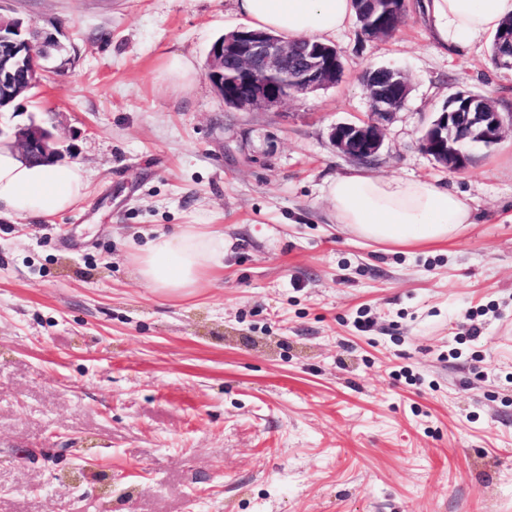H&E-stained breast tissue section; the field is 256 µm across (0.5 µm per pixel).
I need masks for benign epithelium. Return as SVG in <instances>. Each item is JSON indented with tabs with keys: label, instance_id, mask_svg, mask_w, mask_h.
Wrapping results in <instances>:
<instances>
[{
	"label": "benign epithelium",
	"instance_id": "1",
	"mask_svg": "<svg viewBox=\"0 0 512 512\" xmlns=\"http://www.w3.org/2000/svg\"><path fill=\"white\" fill-rule=\"evenodd\" d=\"M361 32L368 39H384L395 34L406 11V0L388 7L384 20L373 22L379 9L377 0H354ZM51 45L33 26L20 19L0 17V89L10 104L40 83L39 58ZM343 63L336 48L308 39L296 46L260 29L240 27L219 38L208 53L206 76L235 109H270L282 103L336 84ZM406 76L374 85L366 82L370 118L362 123L332 126L330 139L335 149L356 161L370 162L384 141V127L402 107L409 94ZM459 103L476 106L471 122L475 143L489 146L508 132L501 113L488 99L468 91H458L427 127L421 137L423 150L450 170L466 167L470 156L454 148L455 131L450 108ZM16 145L28 161L60 157L54 137L47 128L31 124L16 133Z\"/></svg>",
	"mask_w": 512,
	"mask_h": 512
}]
</instances>
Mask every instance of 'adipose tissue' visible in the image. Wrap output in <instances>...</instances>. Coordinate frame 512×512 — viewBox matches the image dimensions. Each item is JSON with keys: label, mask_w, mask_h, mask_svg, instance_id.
<instances>
[{"label": "adipose tissue", "mask_w": 512, "mask_h": 512, "mask_svg": "<svg viewBox=\"0 0 512 512\" xmlns=\"http://www.w3.org/2000/svg\"><path fill=\"white\" fill-rule=\"evenodd\" d=\"M247 26L288 41L324 38L354 15L352 0H234ZM425 14L439 44L468 45L495 33L512 18V0H425ZM83 166L32 164L14 142L0 139V210L50 219L86 196ZM337 223L356 236L394 247L446 242L472 223L467 199L421 179L380 178L360 170L336 177L327 188ZM140 281L166 296L203 287L224 268V232L188 224L152 239L133 256Z\"/></svg>", "instance_id": "1"}]
</instances>
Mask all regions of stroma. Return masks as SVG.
Returning a JSON list of instances; mask_svg holds the SVG:
<instances>
[{
	"label": "stroma",
	"instance_id": "35a3bbf8",
	"mask_svg": "<svg viewBox=\"0 0 512 512\" xmlns=\"http://www.w3.org/2000/svg\"><path fill=\"white\" fill-rule=\"evenodd\" d=\"M420 4L328 37L336 86L238 110L204 72L232 0H0L56 41L0 136L43 125L88 175L71 211L0 216V512H512V134L460 171L420 142L460 90L512 115V69L442 50ZM380 67L411 90L367 172L473 211L434 248L359 238L326 194ZM180 224L223 227L224 270L171 298L132 256ZM396 5L388 7V13L383 21L373 22V17L379 9L377 0H354L356 16L361 32L368 39H384L391 37L399 28L406 11V0H396ZM166 71L172 78L186 82L193 79L196 74L194 61L182 55H172L166 64Z\"/></svg>",
	"mask_w": 512,
	"mask_h": 512
}]
</instances>
